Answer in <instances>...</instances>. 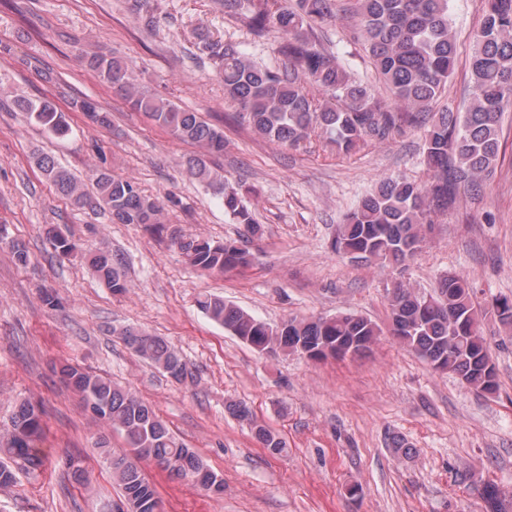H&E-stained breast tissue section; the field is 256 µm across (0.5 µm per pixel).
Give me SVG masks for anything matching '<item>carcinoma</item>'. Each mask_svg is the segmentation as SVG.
Masks as SVG:
<instances>
[{
  "instance_id": "cac0c4a2",
  "label": "carcinoma",
  "mask_w": 512,
  "mask_h": 512,
  "mask_svg": "<svg viewBox=\"0 0 512 512\" xmlns=\"http://www.w3.org/2000/svg\"><path fill=\"white\" fill-rule=\"evenodd\" d=\"M335 0H224V12L242 14L257 36L275 31L279 52L288 61L283 70L255 64L236 46L210 35L199 37L200 50L215 64L224 94L236 101L240 118L258 135L279 146L295 148L318 133L349 154L364 146L385 144L403 131L423 132V162L427 178L403 175L379 180L336 227L332 250L354 259L370 258L402 263L413 257L426 239L432 215L456 203L463 189L478 190L494 172L500 155L499 130L504 113L512 110V0H485L480 27L469 57L470 99L459 112L437 101L452 76L457 59L456 38L448 23V0H351L353 39L362 43L379 79L392 100L377 97L370 85L355 80L347 68L322 49L316 32L337 15ZM86 67L106 85L120 92L131 107L173 137L191 143L200 154L187 160L191 176L213 189L224 210L253 234L260 231L240 188L226 182L205 157L224 151V129L200 113L148 94L123 61L98 54L85 56ZM321 89L326 98L314 102L306 85ZM14 106L27 112L49 132L68 131L64 111L51 99L18 98ZM71 108L85 112L101 125L108 114L89 101ZM36 165L44 179L62 196L78 204L90 200L82 184L55 160L42 155ZM96 203L106 208L114 224H144L161 234L166 213L156 197L129 180L106 172L94 177ZM189 266L200 272L224 273L247 268L252 254L235 241L179 239L175 241ZM99 277L113 292L126 291L122 261L110 251L91 258ZM389 332L434 370L458 377L466 386L488 394L498 388L495 367L486 362L489 344L482 331L485 312L474 300L464 279L444 276L427 296L402 284L388 295ZM200 310L259 352L288 355L303 348L324 359L356 356L368 350L381 327L363 316L290 317L277 325L257 319L246 310L204 295ZM120 338L137 355L181 381L188 370L179 352L159 336L125 326ZM66 384L82 402L92 399V417L121 432L127 450L115 453L110 442H97L100 454L122 487L121 512H156L160 500L155 485L144 475L142 461L184 478L202 491H212L217 474L193 449L176 441L155 410L130 389L76 364L60 370ZM227 409L249 422L255 439L278 454L286 442L254 419L242 402ZM43 434L39 410L22 400L15 406L10 428L0 435V455L19 460L29 470L42 466L36 442ZM490 512H508L498 488L479 484Z\"/></svg>"
}]
</instances>
